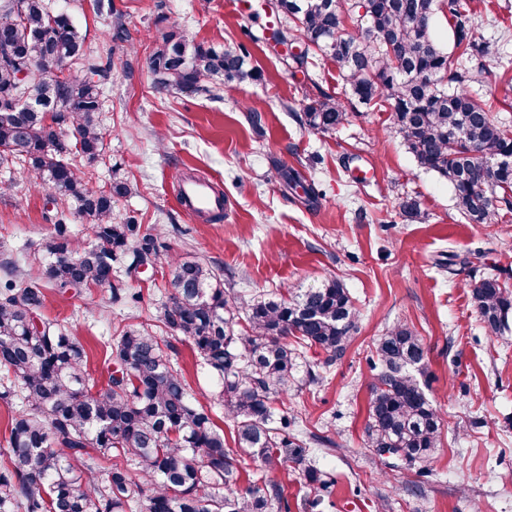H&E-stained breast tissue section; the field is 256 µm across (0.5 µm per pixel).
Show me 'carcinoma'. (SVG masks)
I'll list each match as a JSON object with an SVG mask.
<instances>
[{"instance_id":"1","label":"carcinoma","mask_w":512,"mask_h":512,"mask_svg":"<svg viewBox=\"0 0 512 512\" xmlns=\"http://www.w3.org/2000/svg\"><path fill=\"white\" fill-rule=\"evenodd\" d=\"M110 19L109 39L130 33L113 0H94ZM276 9L295 27L271 38L288 46L284 62L303 68L315 52L336 63L353 105L388 107L392 123L418 165L448 181L456 209L472 224H490L498 206L512 210V129L479 104L467 84L491 80L485 49L461 0H357L340 13L334 0H278ZM448 19L453 48L436 35ZM300 52H293V48ZM63 59L66 70L46 75L39 64ZM250 48L217 49L169 32L150 58L154 88H197L206 78L230 87L253 76ZM115 68L112 49L87 50L71 16L49 11L45 0H0V100L34 87L35 107L0 108V165L26 163L24 176L48 183L76 202V214L94 237L73 249L65 211L56 212L37 273L9 271L0 285V367L12 376L0 399L19 392L26 408L8 417L6 461L0 463V512H288L277 474L293 464L318 491L334 485L306 464V443L288 433V416L273 421L276 402L288 395L298 368L296 347H314L333 361L345 356L356 330L357 309L335 277L297 292L261 293L240 304L212 266L164 253L159 232L141 231L130 217L112 222L115 199L128 194L123 180L99 186L92 170L103 156L101 85ZM349 118L334 95L303 105L300 125L328 133ZM277 176L322 193L300 173L276 167ZM135 271L167 264L174 294L160 321L174 338L190 341L207 374L218 382L217 400L232 423L226 442L211 408L191 400L159 337L145 326L113 339L106 385L88 372L83 345L56 320L31 335L29 319L45 306L43 284L60 292L86 288L113 264ZM476 313L490 336L512 329V291L495 274L471 284ZM424 343L399 324L376 345L367 402L368 447L397 453L409 463L430 460L442 436V417L419 379ZM258 464L260 481L240 485L242 463ZM139 468L134 478L127 462Z\"/></svg>"}]
</instances>
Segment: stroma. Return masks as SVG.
Returning a JSON list of instances; mask_svg holds the SVG:
<instances>
[{
	"mask_svg": "<svg viewBox=\"0 0 512 512\" xmlns=\"http://www.w3.org/2000/svg\"><path fill=\"white\" fill-rule=\"evenodd\" d=\"M68 12L91 49L110 47L109 20L93 0H48ZM131 40L112 47L130 70L115 67L100 96L104 155L95 163L99 185L127 181L115 221L135 217L158 228L169 254L196 256L224 272L236 295L307 287L335 277L358 312L346 355L310 382L317 353H300L284 409L295 434L308 443L307 462L336 481L332 496L292 469L285 493L291 512H512V333L487 335L470 285L498 275L512 290V212L492 225L459 216L448 182L420 169L394 132L388 113L357 106L348 123L326 134L300 126L297 115L317 90L343 96L335 63L319 57L300 70L282 61L280 47L262 40L271 24L263 0H114ZM477 36L489 47L483 62L502 72L512 63V0H463ZM180 30L208 46H232L246 32L254 79L210 95L152 89L149 59L164 33ZM261 112L263 134L247 120ZM298 169L321 191L310 201L280 181L276 164ZM209 180L223 192L224 219L193 217L178 205L183 179ZM55 193L0 167V283L5 265L46 264L45 245L57 209ZM419 201L422 217L409 221L403 200ZM126 299L112 300V287ZM172 291L168 269L112 270L111 286L58 292L47 288L42 317L59 320L88 353L97 383L106 381L108 346L127 328L157 323ZM138 302H130V295ZM424 339L427 394L444 419L428 465L386 462L366 444L370 364L379 336L394 324ZM175 367L191 393L212 390L190 344L168 332Z\"/></svg>",
	"mask_w": 512,
	"mask_h": 512,
	"instance_id": "35a3bbf8",
	"label": "stroma"
}]
</instances>
